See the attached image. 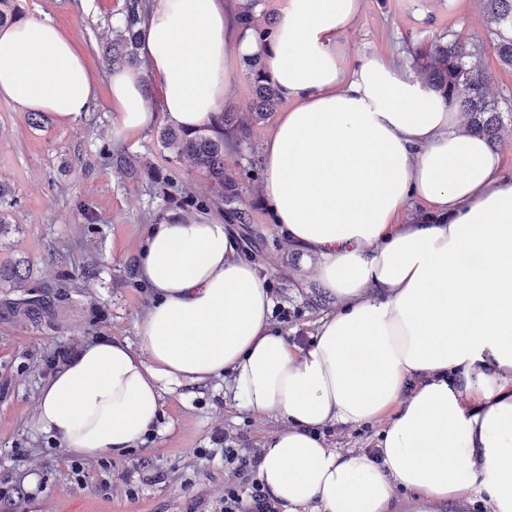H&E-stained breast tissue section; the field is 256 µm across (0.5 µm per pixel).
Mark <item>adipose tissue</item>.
Wrapping results in <instances>:
<instances>
[{
  "mask_svg": "<svg viewBox=\"0 0 512 512\" xmlns=\"http://www.w3.org/2000/svg\"><path fill=\"white\" fill-rule=\"evenodd\" d=\"M244 2L152 0L140 64L107 72L113 124L216 128L241 62L261 58L288 104L262 147L263 203L336 310L291 344L224 224L167 218L141 249L138 345L82 346L47 379L36 429L71 456L122 453L166 385L227 374L238 408L284 424L257 473L285 512H391L400 489L412 512H465L474 485L512 512V175L410 63H348L360 0H281L263 39ZM0 98L74 122L97 82L70 36L29 17L0 28ZM383 417L376 456L318 435Z\"/></svg>",
  "mask_w": 512,
  "mask_h": 512,
  "instance_id": "ef3b65f1",
  "label": "adipose tissue"
}]
</instances>
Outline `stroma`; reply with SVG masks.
Returning <instances> with one entry per match:
<instances>
[{
	"label": "stroma",
	"mask_w": 512,
	"mask_h": 512,
	"mask_svg": "<svg viewBox=\"0 0 512 512\" xmlns=\"http://www.w3.org/2000/svg\"><path fill=\"white\" fill-rule=\"evenodd\" d=\"M70 0H17L16 12L48 18L87 49L97 76L109 64L102 43L123 0H88L75 13ZM464 44L489 76V93L503 116L496 147L512 173V68L494 51L498 40L483 0H361L356 25L343 39L349 57L411 53L434 41ZM277 115L253 122L224 155L242 185V208L251 221L231 225L252 246L239 255L254 264L273 298L272 321L290 342L306 347L317 322L335 310L300 272V253L272 223L260 191V150ZM164 118L128 139L112 129V111L99 97L74 123L44 118L0 100V182L12 192L11 229L0 239V262H28L38 283L66 286L53 326L0 319V512H221L232 473L224 464V439L244 453L260 449L282 421L239 409L229 376L198 385H173L163 394V413L144 443L121 455L66 457L56 441L33 424L42 388L58 354L77 352L100 337L137 344V326L152 290L139 274V253L150 225L176 207L150 187L149 170L174 175L176 191L213 194L204 174L177 160L157 140ZM133 156L128 176L103 158L102 148ZM384 422L336 425L326 445L339 451L376 447Z\"/></svg>",
	"instance_id": "1"
}]
</instances>
